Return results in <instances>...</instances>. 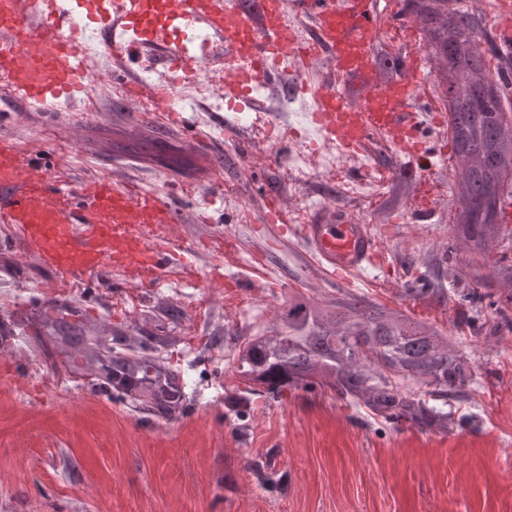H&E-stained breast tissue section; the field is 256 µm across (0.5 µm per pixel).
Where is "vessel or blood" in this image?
<instances>
[{"label": "vessel or blood", "mask_w": 512, "mask_h": 512, "mask_svg": "<svg viewBox=\"0 0 512 512\" xmlns=\"http://www.w3.org/2000/svg\"><path fill=\"white\" fill-rule=\"evenodd\" d=\"M63 0H0V89L26 103H43L87 93L99 76L89 71L71 12ZM144 0H109L98 19L104 28L128 31L106 44L114 62L138 57L144 43L140 16ZM175 14L186 25L211 30L224 51L230 99H249L254 87L274 75L300 73L311 56H327L343 77H361L374 66L378 32L374 0H177ZM309 22L310 40L297 44L295 23ZM153 49L173 81L157 92L171 105L177 80L197 76L201 57L191 54L182 36L157 34ZM415 53L397 58L404 77L359 102L333 88L312 89L314 119L340 149L359 155L376 136L408 149L416 116L419 74ZM22 150L0 136V224L18 231L59 278L79 280L104 267L142 268L162 274L164 263L147 236L170 223L171 208L158 193L130 196L105 182L64 194L49 179L24 175ZM310 240L331 276L355 275L377 260L369 224H306Z\"/></svg>", "instance_id": "vessel-or-blood-1"}]
</instances>
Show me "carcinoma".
Masks as SVG:
<instances>
[{
    "label": "carcinoma",
    "instance_id": "1",
    "mask_svg": "<svg viewBox=\"0 0 512 512\" xmlns=\"http://www.w3.org/2000/svg\"><path fill=\"white\" fill-rule=\"evenodd\" d=\"M449 39L434 43L448 59L454 77L486 70L478 29L468 13L457 11L448 22ZM481 81H462L451 112L458 135L457 149L475 157L462 168L457 181L466 198L467 237L480 242L488 226L500 218L494 207L512 185V128H499L493 113L499 102L482 95ZM286 331L278 336H254L240 346L237 363L250 384L280 395L288 385L318 376L343 394L364 399L375 410L412 422L440 426L448 417L422 401L421 388L448 387L462 380V363L448 353V338L404 321L388 323L373 308H354L353 318L341 317L327 327L309 320L301 306L288 308ZM125 374L141 375V389L154 399L176 404L179 386L151 361L133 360Z\"/></svg>",
    "mask_w": 512,
    "mask_h": 512
}]
</instances>
